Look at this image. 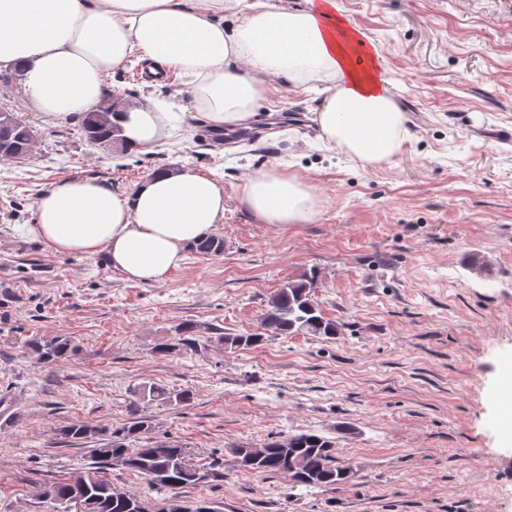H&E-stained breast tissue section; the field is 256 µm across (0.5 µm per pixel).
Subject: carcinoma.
Here are the masks:
<instances>
[{
	"label": "carcinoma",
	"mask_w": 512,
	"mask_h": 512,
	"mask_svg": "<svg viewBox=\"0 0 512 512\" xmlns=\"http://www.w3.org/2000/svg\"><path fill=\"white\" fill-rule=\"evenodd\" d=\"M122 110L119 102L107 97L103 106L87 113L81 121L80 130L88 143L103 151H110L116 144L125 150H132L123 134L120 124ZM34 141L32 130L11 112H0V160H21L27 156ZM195 249L211 255L224 252V240L207 237ZM318 285L316 270L305 272L297 279L285 283L267 301V309L261 318L264 330L276 336L306 334L325 340H332L340 334L342 324L327 318L314 300V289ZM193 326L178 327V335L167 343L155 347L158 353H172L196 344L188 336ZM229 349L241 346H257L264 341L263 334L249 336L219 337ZM28 348L48 363L70 360L77 352V346L66 336H53L32 341ZM143 393L154 400H173L183 403L191 400V392L181 390L172 393L165 388L149 386ZM0 419L4 424L21 421V413L12 410L11 398L0 395ZM150 424L143 416L123 429V434L90 449L94 466L82 472L76 483L65 478L48 487V495L65 505L75 494L86 495V512H147L140 498L125 494L126 500L113 498L112 484L100 475L103 467L122 465L142 475L149 486L168 493L186 487L224 480V459L213 457L206 464L193 462L191 451L182 444L153 447L140 444L138 439L146 433ZM96 430L84 424H71L61 429L63 438L71 443L86 440ZM336 442L316 433H300L286 439L271 437L267 441L250 447L232 449V455L246 461L244 469L256 473L286 474L295 483L309 488H323L346 483L353 477L349 467L336 464Z\"/></svg>",
	"instance_id": "obj_1"
}]
</instances>
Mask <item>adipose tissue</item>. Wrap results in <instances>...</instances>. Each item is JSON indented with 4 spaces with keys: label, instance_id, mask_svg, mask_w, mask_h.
Here are the masks:
<instances>
[{
    "label": "adipose tissue",
    "instance_id": "obj_1",
    "mask_svg": "<svg viewBox=\"0 0 512 512\" xmlns=\"http://www.w3.org/2000/svg\"><path fill=\"white\" fill-rule=\"evenodd\" d=\"M0 0V63L25 70L35 111L70 122L96 111L107 78L132 54L185 74L182 108L214 129L248 125L278 81L323 84L318 122L326 138L367 164L390 160L407 136L389 83L357 67L347 44L360 28L336 22V0L259 8L235 0ZM160 104L129 106L124 135L149 151L171 135ZM241 201L266 224H306L320 201L277 169L250 174ZM224 219V183L185 166L152 173L128 194L96 179L53 182L36 202L28 232L60 254L106 253L113 270L141 284L163 282L191 246Z\"/></svg>",
    "mask_w": 512,
    "mask_h": 512
}]
</instances>
